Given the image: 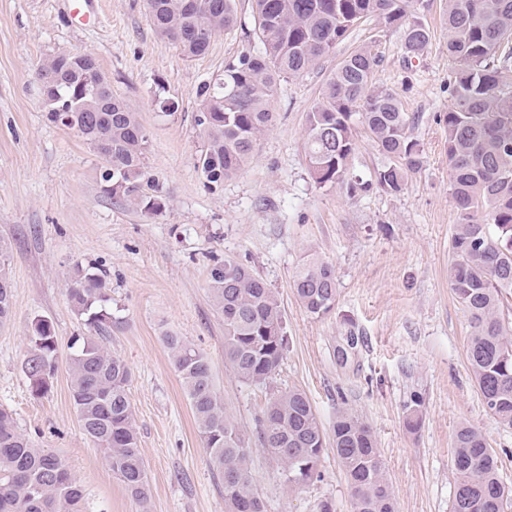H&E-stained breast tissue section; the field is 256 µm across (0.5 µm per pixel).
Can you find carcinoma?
<instances>
[{
	"label": "carcinoma",
	"instance_id": "obj_1",
	"mask_svg": "<svg viewBox=\"0 0 512 512\" xmlns=\"http://www.w3.org/2000/svg\"><path fill=\"white\" fill-rule=\"evenodd\" d=\"M419 0H255L253 35L261 48L224 66V77L200 89L194 117L203 141L196 167L209 188L237 175L273 126L281 81L313 69L368 19L400 30L407 55L425 51L431 31L417 15ZM155 32L193 58L213 35L238 24L236 0H146ZM448 56L458 63L451 85L446 154L457 211L448 284L467 311L471 334L467 360L488 411L512 427V325L501 317L512 295V0H448ZM380 63L373 47L350 52L328 79L321 98L306 112L304 150L319 185L348 192L373 188L401 192L424 163L413 137L415 117L395 94L376 87ZM96 58L59 52L46 56L36 77L47 120L76 132L102 159L105 193L129 206L157 212L165 206L163 185L145 163L149 137L137 112L95 84ZM369 132L388 162L374 179L350 176L356 151L354 122ZM212 298L224 316V360L242 380L263 385L288 349L281 302L265 280L232 258L209 270ZM293 288L307 312L323 316L336 302L332 265L319 257L302 261ZM73 309L88 335L74 338L67 362L79 425L106 454L126 490L149 512L150 486L128 395L130 372L107 342L112 333V297L105 276L74 265L68 288ZM13 288L8 248L0 242V325L11 321ZM23 370L32 394L51 390L58 369L52 321L34 318ZM175 372L224 483L225 512H266L254 490L250 448L218 395L208 357L182 337L163 336ZM336 459L344 470L352 512H395L385 466L371 428L341 409L332 425ZM259 441L281 461L288 489L320 477L326 434L306 394L273 395L259 419ZM458 475L451 512H506L512 489L500 478L498 459L484 435L462 425L454 437ZM84 494L63 462L35 446L13 413L0 408V512H83Z\"/></svg>",
	"mask_w": 512,
	"mask_h": 512
}]
</instances>
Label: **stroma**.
I'll list each match as a JSON object with an SVG mask.
<instances>
[{
	"label": "stroma",
	"mask_w": 512,
	"mask_h": 512,
	"mask_svg": "<svg viewBox=\"0 0 512 512\" xmlns=\"http://www.w3.org/2000/svg\"><path fill=\"white\" fill-rule=\"evenodd\" d=\"M446 0H421L431 41L422 56L377 20L354 29L314 69L283 81L274 127L234 178L207 188L195 167L203 142L194 125L201 84L225 63L257 50L243 27L253 0H238L242 28L217 33L208 51L185 57L161 38L145 0H93L97 24L70 17L69 0H0V240L10 249L13 318L0 328V407L55 454L81 485L86 512H139L100 449L80 429L65 360L86 335L68 296L75 262L100 269L112 296L108 347L130 369L129 398L148 464L151 512H224V485L213 469L189 400L163 343L183 336L209 358L216 388L251 450L253 484L266 512H351L347 477L332 446L320 476L289 490L279 459L258 441L268 399L304 391L324 429L338 408L372 429L397 512H450L456 473L453 439L478 428L512 486V428L487 411L466 359L467 312L448 285L457 222L445 154L449 85ZM374 46L376 85L415 115L424 164L397 194H356L310 177L305 115L330 74L354 48ZM89 53L115 97L131 104L149 136L146 164L166 192L145 213L104 193L101 160L74 131L46 119L39 62L56 52ZM177 109L162 111L157 96ZM330 263L333 310L310 315L292 288L307 255ZM252 268L282 303L289 348L267 385L240 380L224 364V318L209 284L214 259ZM52 320L61 362L51 391L34 397L22 371L34 317ZM419 408L422 423L405 419Z\"/></svg>",
	"instance_id": "35a3bbf8"
}]
</instances>
